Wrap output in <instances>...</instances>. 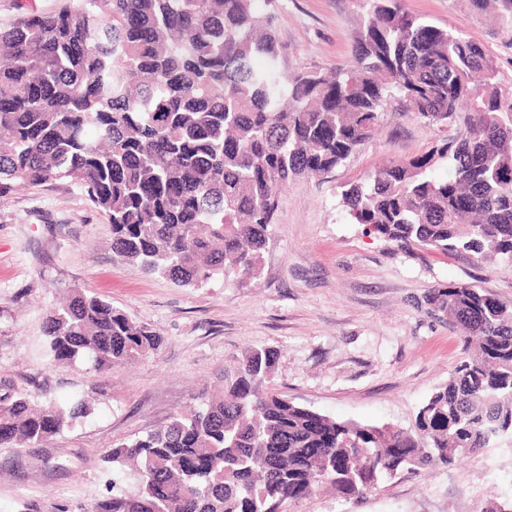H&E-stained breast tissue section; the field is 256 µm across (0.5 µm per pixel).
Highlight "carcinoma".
Instances as JSON below:
<instances>
[{
  "instance_id": "cac0c4a2",
  "label": "carcinoma",
  "mask_w": 512,
  "mask_h": 512,
  "mask_svg": "<svg viewBox=\"0 0 512 512\" xmlns=\"http://www.w3.org/2000/svg\"><path fill=\"white\" fill-rule=\"evenodd\" d=\"M260 2L66 0L0 28V197L67 181L107 218L122 262L186 288L254 280L279 188L345 162L397 99L463 134L343 186L346 214L405 252L512 259V96L485 49L401 0H358L351 56L290 75ZM428 302L463 357L413 429L382 436L288 400L270 384L277 350L252 348L220 394L112 448L120 482L88 512H278L326 485L357 498L512 440V306L465 283ZM44 335L54 360L96 371L163 343L79 287ZM89 413L84 399L6 393L0 445L41 447Z\"/></svg>"
}]
</instances>
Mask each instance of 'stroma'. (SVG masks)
Segmentation results:
<instances>
[{
    "label": "stroma",
    "mask_w": 512,
    "mask_h": 512,
    "mask_svg": "<svg viewBox=\"0 0 512 512\" xmlns=\"http://www.w3.org/2000/svg\"><path fill=\"white\" fill-rule=\"evenodd\" d=\"M410 13L483 45L512 95V15L475 0H402ZM282 66L332 70L345 60L357 0H274ZM388 103L373 135L343 164L301 176L278 193L257 281L237 276L184 288L117 261L112 229L77 186L57 181L0 200V388L49 403L93 395L86 418L41 448L0 446V512H86L108 494L115 444L163 426L224 385L247 350L279 355L272 383L294 403L342 420L413 428L435 387L462 357L445 314L425 302L433 288L469 283L512 304V260L405 253L351 223L340 191L389 161L459 135ZM81 287L164 338L161 351L92 372L52 361L44 315ZM512 501V441L450 467L385 478L378 492L346 499L325 491L282 512H487Z\"/></svg>",
    "instance_id": "stroma-1"
}]
</instances>
